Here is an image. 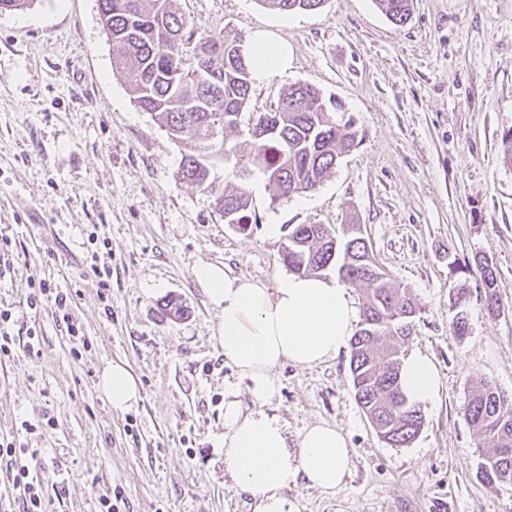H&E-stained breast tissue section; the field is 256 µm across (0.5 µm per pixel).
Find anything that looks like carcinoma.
Listing matches in <instances>:
<instances>
[{"label": "carcinoma", "mask_w": 512, "mask_h": 512, "mask_svg": "<svg viewBox=\"0 0 512 512\" xmlns=\"http://www.w3.org/2000/svg\"><path fill=\"white\" fill-rule=\"evenodd\" d=\"M108 39L118 48L113 58L136 104L151 113L171 138L184 146L178 175L208 193L221 214L230 213L242 230L249 224L246 183L232 189L216 177L224 162V142L211 138L213 125L222 133L241 122L252 93L250 59L233 61L238 34L199 31L178 12L174 0H98ZM283 13L314 11L325 0H259ZM392 22L406 23L412 0H375ZM193 45V62L183 61V48ZM194 84V101L182 83ZM338 104L308 83L291 86L272 112L248 124L251 164L266 176L274 199L319 187L343 154L357 145L350 122L336 121ZM289 270L301 275L335 274L365 290L361 328L352 341L350 378L354 396L371 423L393 447L410 444L423 425L421 409L409 403L398 385L404 352L394 344L411 333L416 304L406 287L396 286L376 260L361 225L348 224L336 235L322 224L289 226L283 250ZM496 275L483 266L485 301L500 306ZM452 321L454 335H466L467 297L457 293ZM468 425L493 442V451L477 468L487 485L512 483V398L486 382L473 384L464 409Z\"/></svg>", "instance_id": "obj_1"}]
</instances>
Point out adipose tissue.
I'll return each mask as SVG.
<instances>
[{
    "label": "adipose tissue",
    "instance_id": "ef3b65f1",
    "mask_svg": "<svg viewBox=\"0 0 512 512\" xmlns=\"http://www.w3.org/2000/svg\"><path fill=\"white\" fill-rule=\"evenodd\" d=\"M246 51L255 81L288 67L285 42L259 33ZM194 277L219 312L224 355L246 380L254 404L247 412L237 399L224 402V463L235 486L251 495L254 512H296L285 491L300 478L322 492L336 493L345 483L351 459L342 429L327 423L310 425L292 452L285 425L266 407L280 391L277 370L284 363L312 367L348 348L356 332L357 310L347 288L330 275L288 274L271 289L211 263L198 265ZM399 383L416 405L433 403L441 388L433 361L416 352L403 360ZM98 389L119 412L131 410L141 399L136 376L120 361L102 368Z\"/></svg>",
    "mask_w": 512,
    "mask_h": 512
}]
</instances>
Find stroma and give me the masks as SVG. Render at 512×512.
<instances>
[{"mask_svg": "<svg viewBox=\"0 0 512 512\" xmlns=\"http://www.w3.org/2000/svg\"><path fill=\"white\" fill-rule=\"evenodd\" d=\"M176 6L212 34L248 40L262 31L287 42V71L254 83L248 113L275 109L305 82L341 105L336 119L353 122L359 143L318 189L277 201L262 174L234 175L249 166L240 126L218 169L225 184L248 187L250 225L240 230L180 179L183 148L133 102L98 0H33L0 13V233L14 255L0 276L13 338L0 358V441L33 449L31 472L57 485L47 512H100V496L116 490L121 512H253L224 472V397L252 402L194 270L213 263L276 287L289 269L270 224L362 225L418 306L404 351L428 355L441 375L420 434L394 448L355 399L349 352L312 368L281 366L270 410L289 443L321 421L352 448L340 491L301 480L288 488L296 512H512V485L477 480L489 443L464 418L477 380L512 396V165L503 140L512 130V0H414L402 25L374 0L288 14L260 0ZM483 257L495 269L497 313L486 306ZM95 266L110 272L104 300ZM40 280L68 293L67 315L50 300L29 307V284ZM461 288L460 339L451 322ZM172 296L184 318L163 316ZM112 360L140 381L138 406L123 413L97 387Z\"/></svg>", "mask_w": 512, "mask_h": 512, "instance_id": "obj_1", "label": "stroma"}]
</instances>
